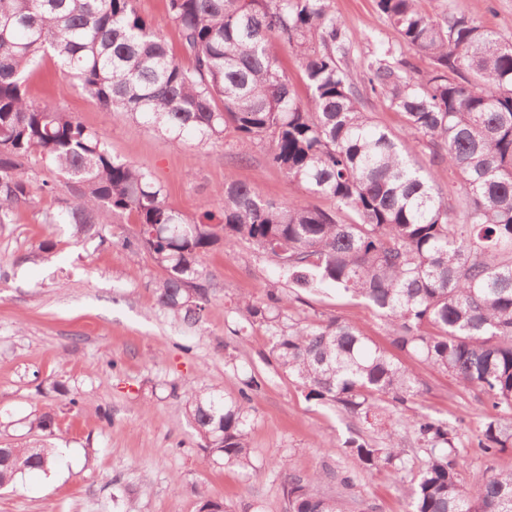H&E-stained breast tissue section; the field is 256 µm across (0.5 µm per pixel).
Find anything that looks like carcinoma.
Returning <instances> with one entry per match:
<instances>
[{"label":"carcinoma","instance_id":"obj_1","mask_svg":"<svg viewBox=\"0 0 512 512\" xmlns=\"http://www.w3.org/2000/svg\"><path fill=\"white\" fill-rule=\"evenodd\" d=\"M136 0H0V224L15 223L64 183L74 200L41 210L42 223L68 224L73 237L112 244L98 227L102 210L128 212L137 245L162 277L159 306L188 326L210 302L202 259L213 247L245 240L269 256L300 289L333 286L387 318L393 344L479 391L489 412L477 447L493 458L512 447V41L465 12L458 0L437 17L421 0H376L398 43L427 58L426 71L392 50L354 72L333 0H167L189 58L183 65L137 11ZM277 39L299 58L309 95L301 99L270 52ZM51 55L83 92L110 112L181 142L202 145L227 133L267 146V158L298 187L333 199L336 210L276 204L253 185L228 182L200 219L167 203L146 169L113 157L102 137L71 112L28 99L39 60ZM378 101L403 119L399 143L373 124ZM428 150L429 169L455 174L446 202L432 173L409 156ZM38 158L53 178L29 176ZM287 300L244 298L247 327L260 324L270 353L306 397L347 418L378 425L381 403L405 407L420 392L412 377L355 325L284 323ZM259 384L236 399L196 391L186 412L207 458L252 468L249 411ZM54 417L32 414L29 427L52 432ZM408 433L425 457L412 476L409 512H512V469L491 467L467 483L462 451L448 422L420 415L381 428L385 442L356 429L343 452L361 472L403 478L412 461ZM59 458L42 442L0 448V489ZM290 475L288 512H346L344 499L320 494L322 480Z\"/></svg>","mask_w":512,"mask_h":512}]
</instances>
